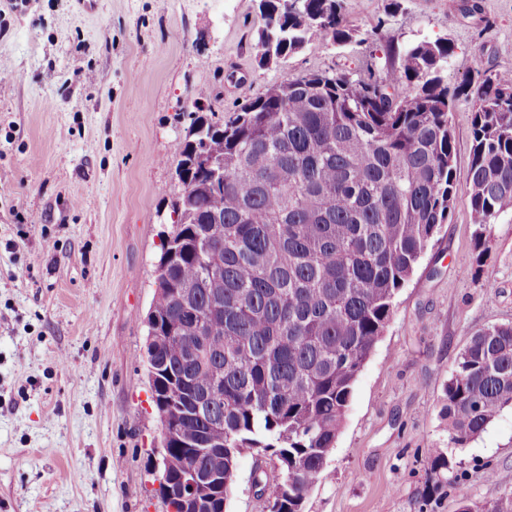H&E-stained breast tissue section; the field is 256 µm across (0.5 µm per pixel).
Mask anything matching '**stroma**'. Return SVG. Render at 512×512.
<instances>
[{
	"label": "stroma",
	"instance_id": "stroma-1",
	"mask_svg": "<svg viewBox=\"0 0 512 512\" xmlns=\"http://www.w3.org/2000/svg\"><path fill=\"white\" fill-rule=\"evenodd\" d=\"M347 0L356 40L258 67V0H0V512H167L145 317L191 112L225 116L284 74H384L391 48L448 39L449 87L512 70V0ZM472 103L452 113L465 186ZM465 195L394 302L305 512H458L512 492V412L462 448L439 417L472 334L512 323V217L473 250ZM447 465L434 469L432 458ZM239 458L228 512H266Z\"/></svg>",
	"mask_w": 512,
	"mask_h": 512
}]
</instances>
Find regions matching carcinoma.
Wrapping results in <instances>:
<instances>
[{
  "label": "carcinoma",
  "instance_id": "1",
  "mask_svg": "<svg viewBox=\"0 0 512 512\" xmlns=\"http://www.w3.org/2000/svg\"><path fill=\"white\" fill-rule=\"evenodd\" d=\"M344 0H262L257 64L313 40L355 37ZM446 39L393 48L381 79L288 75L231 116L191 118L177 168L183 194L162 232L147 321L156 406L179 436L170 480L270 454L297 505L324 476L358 374L399 291L451 216L458 188L450 112L472 101L465 195L475 226L462 262L481 273L491 225L512 216V74L486 70L451 89ZM224 161L214 189L192 167ZM512 410V324L473 334L444 384L448 446L478 438ZM459 512H512V492Z\"/></svg>",
  "mask_w": 512,
  "mask_h": 512
}]
</instances>
